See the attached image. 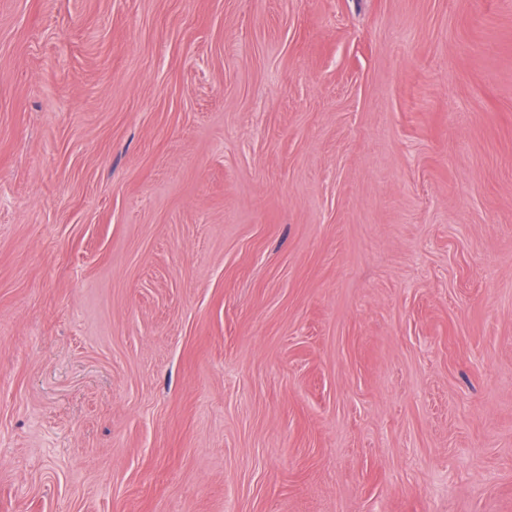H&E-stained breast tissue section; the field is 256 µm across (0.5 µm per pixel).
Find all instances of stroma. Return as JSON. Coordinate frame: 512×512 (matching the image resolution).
Here are the masks:
<instances>
[{
	"label": "stroma",
	"instance_id": "1",
	"mask_svg": "<svg viewBox=\"0 0 512 512\" xmlns=\"http://www.w3.org/2000/svg\"><path fill=\"white\" fill-rule=\"evenodd\" d=\"M0 512H512V0H0Z\"/></svg>",
	"mask_w": 512,
	"mask_h": 512
}]
</instances>
